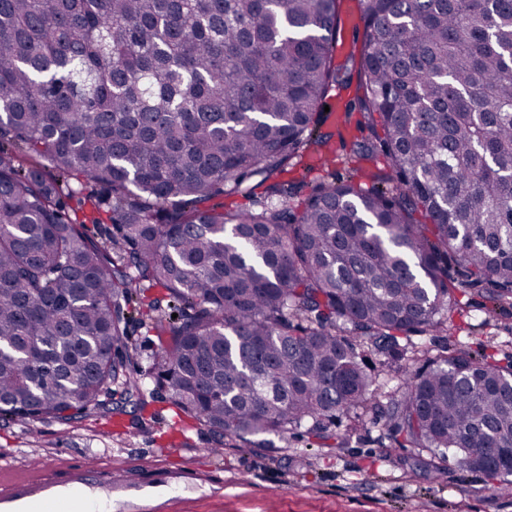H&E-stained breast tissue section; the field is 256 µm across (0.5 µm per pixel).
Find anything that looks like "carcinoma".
Here are the masks:
<instances>
[{"label":"carcinoma","instance_id":"1","mask_svg":"<svg viewBox=\"0 0 512 512\" xmlns=\"http://www.w3.org/2000/svg\"><path fill=\"white\" fill-rule=\"evenodd\" d=\"M336 2L0 0V424L164 390L217 449L346 448L336 418L372 412L394 447L512 488V364L412 340L447 334L459 287L512 304V0H363L344 119L369 135L293 206L270 179L331 152ZM71 178L106 202L70 215ZM252 179L257 208L205 206ZM136 321L158 340L145 368Z\"/></svg>","mask_w":512,"mask_h":512}]
</instances>
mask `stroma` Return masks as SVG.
Listing matches in <instances>:
<instances>
[{
    "instance_id": "obj_1",
    "label": "stroma",
    "mask_w": 512,
    "mask_h": 512,
    "mask_svg": "<svg viewBox=\"0 0 512 512\" xmlns=\"http://www.w3.org/2000/svg\"><path fill=\"white\" fill-rule=\"evenodd\" d=\"M361 0H338V38L346 46L336 58L351 77L332 93L353 100L359 85L358 51L364 37ZM338 161L315 162L313 150L291 160L286 180L312 185L343 173V158L367 136L356 123L340 128L326 121ZM447 337L436 344L485 352L500 364L512 363V306L493 308L485 291L458 295ZM141 419L134 407L112 418L92 416L69 425L48 419L0 425V482L35 470L64 475L83 461L122 477L113 492L112 512H512V494L487 488L477 472L459 471L447 459L428 466L407 448H384L380 425L366 421L348 431L337 419V433H349L345 448H326L306 438H262L253 448H227L208 454L207 428L181 415L165 393Z\"/></svg>"
}]
</instances>
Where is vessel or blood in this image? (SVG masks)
Returning a JSON list of instances; mask_svg holds the SVG:
<instances>
[{"instance_id": "obj_1", "label": "vessel or blood", "mask_w": 512, "mask_h": 512, "mask_svg": "<svg viewBox=\"0 0 512 512\" xmlns=\"http://www.w3.org/2000/svg\"><path fill=\"white\" fill-rule=\"evenodd\" d=\"M98 475L94 463L71 470L61 481L31 474L0 490V512H88L87 490Z\"/></svg>"}]
</instances>
